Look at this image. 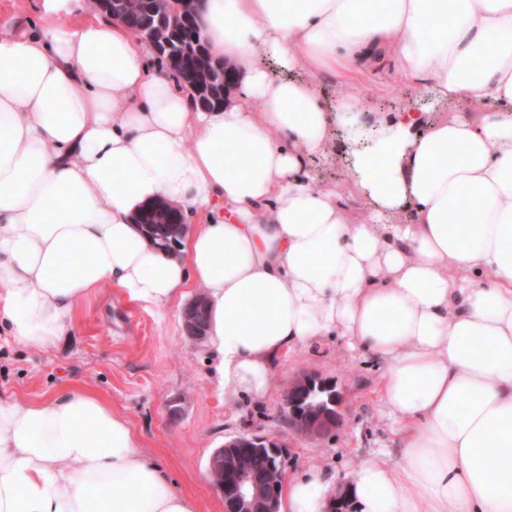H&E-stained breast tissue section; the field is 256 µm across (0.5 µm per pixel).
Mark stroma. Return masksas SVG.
Wrapping results in <instances>:
<instances>
[{"mask_svg":"<svg viewBox=\"0 0 512 512\" xmlns=\"http://www.w3.org/2000/svg\"><path fill=\"white\" fill-rule=\"evenodd\" d=\"M352 93L360 112H394L422 107L432 118L453 116L427 95L410 96L394 70L361 79ZM340 131L330 135L328 160L317 171L324 186L337 191L354 216L364 205L350 174ZM183 307L157 314L102 290L80 310L76 332L45 350L15 346L0 334V394L39 399L75 386H87L123 413L146 449L177 488L194 497L201 512H224V499L211 484L207 464L224 442L244 432L276 436L288 444L284 465L293 474L312 465L344 474L379 448L398 449L378 388L381 365L351 350L334 336L300 347L274 360L272 391L261 400L240 401L216 388L204 343L184 331ZM311 375L326 380L341 395V422L319 438L293 434L283 417L290 381Z\"/></svg>","mask_w":512,"mask_h":512,"instance_id":"1","label":"stroma"}]
</instances>
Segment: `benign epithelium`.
Here are the masks:
<instances>
[{
	"mask_svg": "<svg viewBox=\"0 0 512 512\" xmlns=\"http://www.w3.org/2000/svg\"><path fill=\"white\" fill-rule=\"evenodd\" d=\"M205 306V299H195L183 312L186 335L200 341L206 336V326L197 317V310ZM339 395L334 386L316 377H304L289 383L284 397L283 410L294 421V433L312 436L336 427L339 420ZM257 445L266 446L274 459V466L266 479L259 481L246 467L230 464L224 459V449L239 448L243 451ZM287 444L277 438L252 433H242L224 443L209 458L208 470L220 472L224 480L214 488L224 497L225 512H281L280 484L284 481L282 449Z\"/></svg>",
	"mask_w": 512,
	"mask_h": 512,
	"instance_id": "obj_1",
	"label": "benign epithelium"
}]
</instances>
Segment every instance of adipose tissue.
<instances>
[{
	"label": "adipose tissue",
	"instance_id": "adipose-tissue-1",
	"mask_svg": "<svg viewBox=\"0 0 512 512\" xmlns=\"http://www.w3.org/2000/svg\"><path fill=\"white\" fill-rule=\"evenodd\" d=\"M36 15L0 24L13 343L48 349L107 287L159 314L197 288L217 388L259 399L275 357L342 336L383 363L400 453L379 449L343 484L319 466L288 477L284 512H328L341 494L355 512H512V0H199L236 96L208 111L88 0H36ZM386 62L463 113L369 122L319 85ZM335 127L360 221L315 175ZM159 199L199 218L178 251L133 222ZM407 208L410 223H389ZM0 512L200 510L129 419L78 387L0 396Z\"/></svg>",
	"mask_w": 512,
	"mask_h": 512
}]
</instances>
